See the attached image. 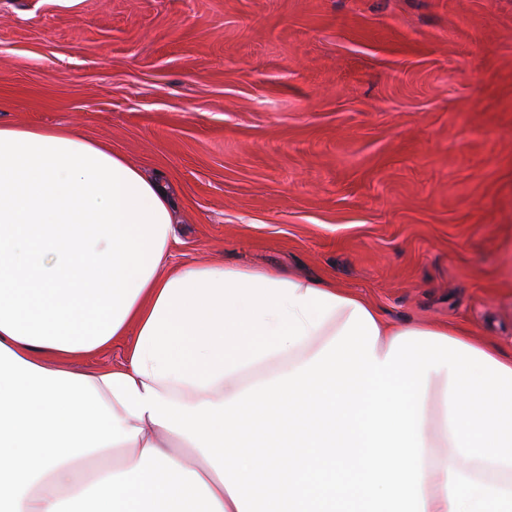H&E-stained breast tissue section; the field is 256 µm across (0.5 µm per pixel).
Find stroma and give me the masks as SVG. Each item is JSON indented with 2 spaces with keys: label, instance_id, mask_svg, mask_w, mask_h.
Listing matches in <instances>:
<instances>
[{
  "label": "stroma",
  "instance_id": "stroma-1",
  "mask_svg": "<svg viewBox=\"0 0 512 512\" xmlns=\"http://www.w3.org/2000/svg\"><path fill=\"white\" fill-rule=\"evenodd\" d=\"M0 122L162 181L173 262L512 352V0H0Z\"/></svg>",
  "mask_w": 512,
  "mask_h": 512
}]
</instances>
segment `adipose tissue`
Instances as JSON below:
<instances>
[{
    "mask_svg": "<svg viewBox=\"0 0 512 512\" xmlns=\"http://www.w3.org/2000/svg\"><path fill=\"white\" fill-rule=\"evenodd\" d=\"M172 224L111 147L0 123V512H512V355L172 265ZM126 356V344L124 340H118L112 347L102 353L86 356L75 363L79 370H94L118 364Z\"/></svg>",
    "mask_w": 512,
    "mask_h": 512,
    "instance_id": "1",
    "label": "adipose tissue"
}]
</instances>
